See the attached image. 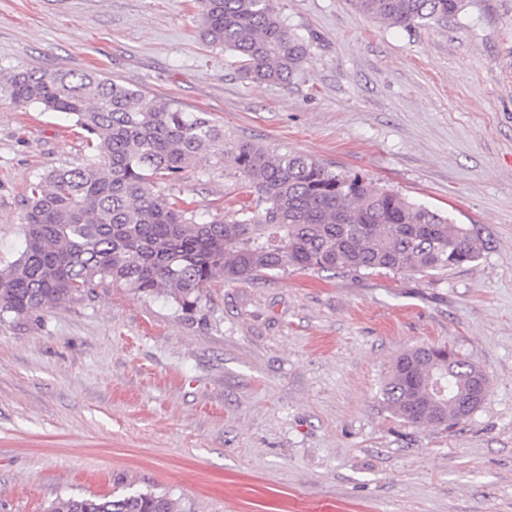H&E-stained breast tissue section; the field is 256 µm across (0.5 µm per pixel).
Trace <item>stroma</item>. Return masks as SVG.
Here are the masks:
<instances>
[{
  "mask_svg": "<svg viewBox=\"0 0 512 512\" xmlns=\"http://www.w3.org/2000/svg\"><path fill=\"white\" fill-rule=\"evenodd\" d=\"M309 44L290 82L206 45L194 0H0V67L100 69L256 141L449 212L482 243L433 278L288 269L196 311L102 284L0 320V512L153 491L180 512H512V0L387 27L346 0H276ZM71 116L0 97V266L28 185L89 162ZM162 191L200 220L243 181L222 154ZM448 345L486 399L452 428L394 415L391 362Z\"/></svg>",
  "mask_w": 512,
  "mask_h": 512,
  "instance_id": "35a3bbf8",
  "label": "stroma"
}]
</instances>
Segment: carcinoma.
<instances>
[{"mask_svg": "<svg viewBox=\"0 0 512 512\" xmlns=\"http://www.w3.org/2000/svg\"><path fill=\"white\" fill-rule=\"evenodd\" d=\"M358 14L412 29L456 16L464 0H348ZM207 44L240 61L244 78L284 84L308 44L274 0H198ZM0 96L42 112H64L86 132L93 159L51 168L29 184L18 257L0 266V319L37 316L110 282L141 297L197 308L216 281L253 282L294 267L435 277L479 256L470 229L388 188L302 155L224 140L206 112H186L99 70L47 74L0 69ZM220 152L244 179L229 218L198 221L182 199L156 191L200 155ZM454 373H448V364ZM480 369L446 345L398 355L380 389L386 406L415 426H451ZM444 392L430 396L428 384ZM47 512H179L167 494L69 497Z\"/></svg>", "mask_w": 512, "mask_h": 512, "instance_id": "1", "label": "carcinoma"}]
</instances>
